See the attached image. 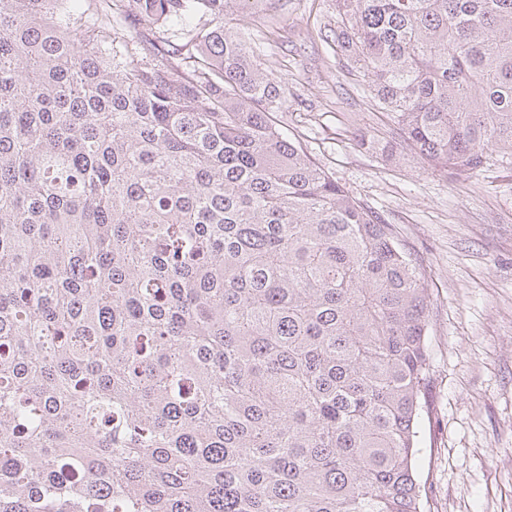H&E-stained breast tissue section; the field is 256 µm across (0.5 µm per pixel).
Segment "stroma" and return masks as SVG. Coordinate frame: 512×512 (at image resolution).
I'll list each match as a JSON object with an SVG mask.
<instances>
[{"label":"stroma","instance_id":"stroma-1","mask_svg":"<svg viewBox=\"0 0 512 512\" xmlns=\"http://www.w3.org/2000/svg\"><path fill=\"white\" fill-rule=\"evenodd\" d=\"M336 0H253L239 31L282 86L275 114L430 277L429 420L416 468L427 512H512V158L446 176L412 153L328 34Z\"/></svg>","mask_w":512,"mask_h":512}]
</instances>
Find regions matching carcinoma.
<instances>
[{"instance_id": "1", "label": "carcinoma", "mask_w": 512, "mask_h": 512, "mask_svg": "<svg viewBox=\"0 0 512 512\" xmlns=\"http://www.w3.org/2000/svg\"><path fill=\"white\" fill-rule=\"evenodd\" d=\"M0 0V512H424L430 283L273 113L251 0ZM400 150L512 153V0H336Z\"/></svg>"}]
</instances>
